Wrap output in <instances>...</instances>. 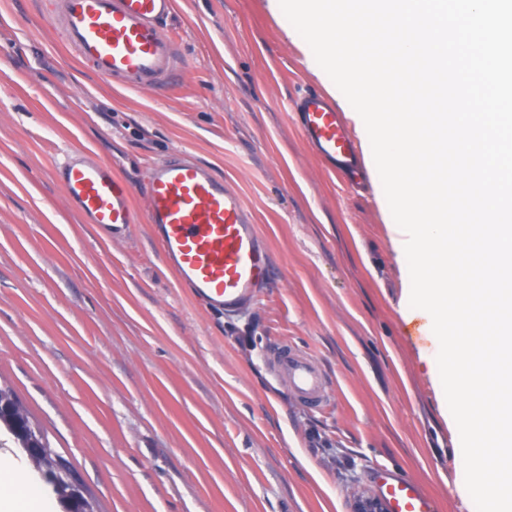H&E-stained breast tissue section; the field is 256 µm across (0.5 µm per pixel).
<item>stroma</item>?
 I'll return each mask as SVG.
<instances>
[{"instance_id": "stroma-1", "label": "stroma", "mask_w": 512, "mask_h": 512, "mask_svg": "<svg viewBox=\"0 0 512 512\" xmlns=\"http://www.w3.org/2000/svg\"><path fill=\"white\" fill-rule=\"evenodd\" d=\"M269 0H175L178 77L132 91L96 77L42 0H0V380L101 512H348L371 465L475 512L429 335L364 124ZM344 112L366 184L327 171L294 102ZM84 149L131 189L124 242L99 238L51 165ZM185 151L244 199L272 257L258 303L205 306L164 263L140 184ZM313 355L337 406H302L273 371Z\"/></svg>"}]
</instances>
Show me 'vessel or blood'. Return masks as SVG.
<instances>
[{"instance_id": "1", "label": "vessel or blood", "mask_w": 512, "mask_h": 512, "mask_svg": "<svg viewBox=\"0 0 512 512\" xmlns=\"http://www.w3.org/2000/svg\"><path fill=\"white\" fill-rule=\"evenodd\" d=\"M62 40L99 77L129 90L166 88L176 76L178 41L161 22L174 0H43ZM299 128L328 171L362 182L361 152L341 112L325 96L307 93L295 104ZM68 203L98 233L126 240L137 222L130 189L112 168L81 149L53 167ZM151 236L178 283L207 306L236 314L256 304L272 277L270 252L242 197L200 162L175 155L154 163L143 179ZM272 366L299 403L315 412L334 406L316 360L278 346ZM373 482L388 512H440L420 482L376 467Z\"/></svg>"}]
</instances>
